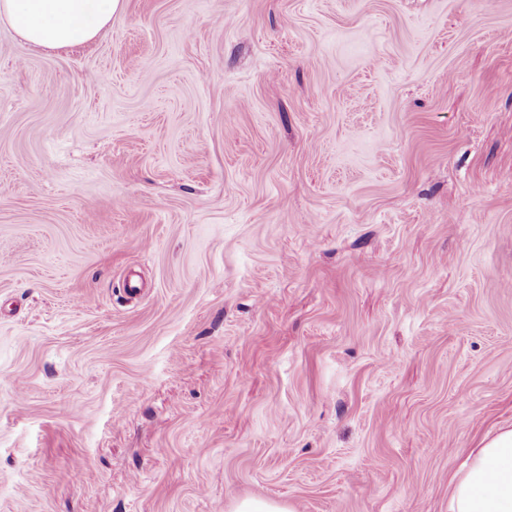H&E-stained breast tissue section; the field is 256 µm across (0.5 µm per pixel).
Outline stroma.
Instances as JSON below:
<instances>
[{"instance_id": "stroma-1", "label": "stroma", "mask_w": 512, "mask_h": 512, "mask_svg": "<svg viewBox=\"0 0 512 512\" xmlns=\"http://www.w3.org/2000/svg\"><path fill=\"white\" fill-rule=\"evenodd\" d=\"M506 426L512 0L0 22V512H448ZM234 512H293L291 507H286L279 503L249 498L244 499L236 503L234 506Z\"/></svg>"}]
</instances>
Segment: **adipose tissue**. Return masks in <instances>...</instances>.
I'll return each instance as SVG.
<instances>
[{"label": "adipose tissue", "instance_id": "ef3b65f1", "mask_svg": "<svg viewBox=\"0 0 512 512\" xmlns=\"http://www.w3.org/2000/svg\"><path fill=\"white\" fill-rule=\"evenodd\" d=\"M125 0H0V20L26 43L62 49L95 39ZM448 512H512V428L486 436L448 485Z\"/></svg>", "mask_w": 512, "mask_h": 512}]
</instances>
